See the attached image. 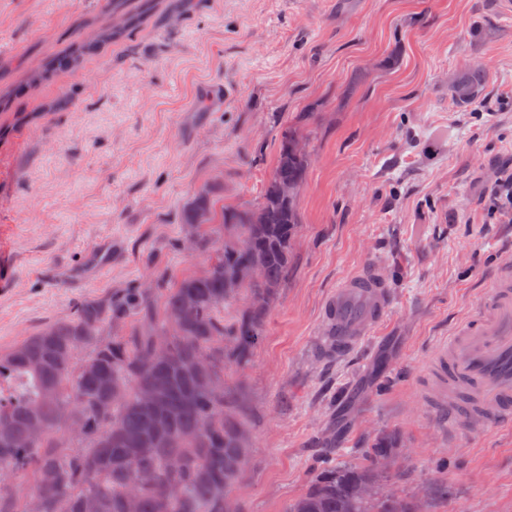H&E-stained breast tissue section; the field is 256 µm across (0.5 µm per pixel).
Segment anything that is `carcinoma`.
<instances>
[{
  "instance_id": "obj_1",
  "label": "carcinoma",
  "mask_w": 512,
  "mask_h": 512,
  "mask_svg": "<svg viewBox=\"0 0 512 512\" xmlns=\"http://www.w3.org/2000/svg\"><path fill=\"white\" fill-rule=\"evenodd\" d=\"M158 9L156 0H112L122 26L99 29L75 41L68 64L74 66L99 43L118 41ZM487 73L474 68L451 85L465 103L482 102ZM299 136L282 135L273 174L257 205L264 221L251 213H220L219 225L240 236L216 246L201 273L168 283L159 273L151 288H123L112 297L76 307L73 315L46 326L0 355V482L28 473L31 496L0 490V512H125L128 497L135 512H225L229 490L247 467L244 429L224 409V359L241 362L262 335L270 300L288 276L289 246L299 224V194L287 198L279 187L300 190L309 155L293 148ZM213 202L202 190L183 212V224L199 228L213 219ZM261 270L256 280H237L236 269ZM248 288L247 305L231 321L224 306ZM138 325L128 327L131 315ZM164 347L168 357L153 350ZM88 353L80 358L82 349ZM157 389L155 407L140 393ZM42 433L30 438L32 421ZM394 441L379 437L362 463L339 462L317 471L306 491L287 512H416L414 501L386 489L392 474L379 461L397 455ZM362 486L365 494L356 493Z\"/></svg>"
}]
</instances>
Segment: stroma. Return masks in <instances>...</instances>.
I'll use <instances>...</instances> for the list:
<instances>
[{
  "instance_id": "stroma-1",
  "label": "stroma",
  "mask_w": 512,
  "mask_h": 512,
  "mask_svg": "<svg viewBox=\"0 0 512 512\" xmlns=\"http://www.w3.org/2000/svg\"><path fill=\"white\" fill-rule=\"evenodd\" d=\"M110 0H0V353L74 307L157 271L201 272L177 248L202 189L254 209L283 130L310 157L288 278L226 401L248 427L232 491L286 512L319 465L397 438V493L426 512H512V427L437 416L432 351L512 266V0H166L127 38L59 68ZM487 71L484 103L450 84ZM376 262L390 286L362 349L322 356L325 299Z\"/></svg>"
}]
</instances>
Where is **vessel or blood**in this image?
I'll list each match as a JSON object with an SVG mask.
<instances>
[{"label":"vessel or blood","mask_w":512,"mask_h":512,"mask_svg":"<svg viewBox=\"0 0 512 512\" xmlns=\"http://www.w3.org/2000/svg\"><path fill=\"white\" fill-rule=\"evenodd\" d=\"M390 302L391 293L375 266L345 278L324 305L328 344L340 355L360 347ZM435 356L451 384L475 393V401L462 404L472 419L511 424L512 286L499 280L469 319L437 345Z\"/></svg>","instance_id":"vessel-or-blood-1"}]
</instances>
